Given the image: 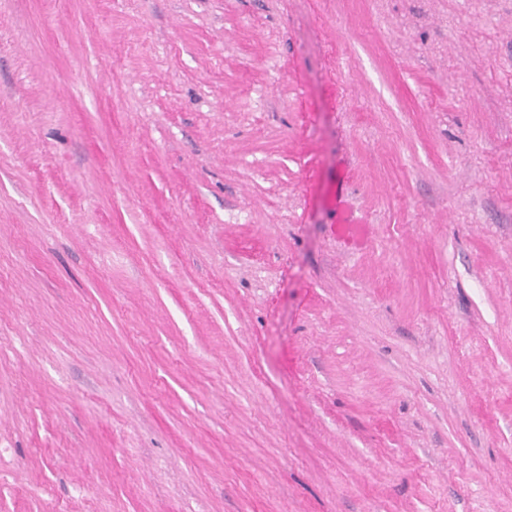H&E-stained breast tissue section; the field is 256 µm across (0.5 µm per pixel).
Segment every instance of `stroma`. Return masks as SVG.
<instances>
[{"mask_svg":"<svg viewBox=\"0 0 512 512\" xmlns=\"http://www.w3.org/2000/svg\"><path fill=\"white\" fill-rule=\"evenodd\" d=\"M0 512H512V0H0Z\"/></svg>","mask_w":512,"mask_h":512,"instance_id":"stroma-1","label":"stroma"}]
</instances>
